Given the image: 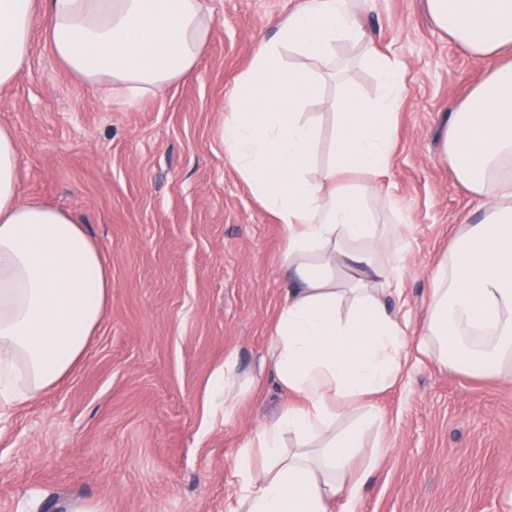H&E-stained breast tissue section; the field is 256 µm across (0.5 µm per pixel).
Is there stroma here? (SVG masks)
<instances>
[{
    "mask_svg": "<svg viewBox=\"0 0 512 512\" xmlns=\"http://www.w3.org/2000/svg\"><path fill=\"white\" fill-rule=\"evenodd\" d=\"M297 0H205L211 31L194 70L132 101L92 94L36 39L0 123L20 146L26 196L68 210L104 252L107 315L65 381L0 407V512H228L233 459L286 397L269 363L288 288L287 230L224 153V114L261 39ZM359 45L336 49L337 76L312 105L328 156L344 91L372 101L364 63L375 49L404 73L388 171L373 200L379 223H403L380 248L404 267L390 298L420 332L430 276L449 240L487 200L441 160V123L492 67L431 21L426 0H373ZM258 381L231 416L209 392L227 352ZM366 435L386 453L355 512H512V379L439 365L409 348L400 381L374 399Z\"/></svg>",
    "mask_w": 512,
    "mask_h": 512,
    "instance_id": "35a3bbf8",
    "label": "stroma"
}]
</instances>
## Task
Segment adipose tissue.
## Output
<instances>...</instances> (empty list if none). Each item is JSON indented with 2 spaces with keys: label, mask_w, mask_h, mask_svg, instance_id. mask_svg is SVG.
<instances>
[{
  "label": "adipose tissue",
  "mask_w": 512,
  "mask_h": 512,
  "mask_svg": "<svg viewBox=\"0 0 512 512\" xmlns=\"http://www.w3.org/2000/svg\"><path fill=\"white\" fill-rule=\"evenodd\" d=\"M368 0H298L239 77L224 115V152L251 194L288 231L291 274L269 350L289 401L234 460L236 512H333L354 504L353 465L378 413L374 395L403 371L406 325L388 304L403 272L379 252L371 202L392 149L401 70L372 52L383 91L334 104L330 160L318 164L308 106L322 95L317 63L361 38ZM436 26L474 55L512 52V0H427ZM96 95L131 100L188 75L207 42L203 0H0V90L28 60L35 33ZM303 58L291 65L289 56ZM442 157L473 194L491 197L479 223L448 244L432 276L418 349L441 365L512 376V61L454 106ZM362 173L350 181L351 173ZM112 292L108 261L71 213L23 197L18 141L0 125V404L58 385L82 362ZM254 380L224 358L210 399L232 413ZM363 420L336 425L347 407Z\"/></svg>",
  "instance_id": "adipose-tissue-1"
}]
</instances>
